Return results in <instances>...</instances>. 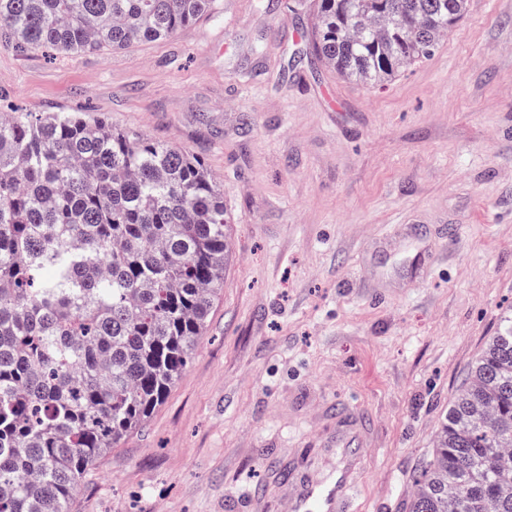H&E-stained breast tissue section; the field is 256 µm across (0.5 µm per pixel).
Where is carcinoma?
Segmentation results:
<instances>
[{"instance_id": "obj_1", "label": "carcinoma", "mask_w": 512, "mask_h": 512, "mask_svg": "<svg viewBox=\"0 0 512 512\" xmlns=\"http://www.w3.org/2000/svg\"><path fill=\"white\" fill-rule=\"evenodd\" d=\"M467 0H318L313 50L378 84ZM216 0H0V46L77 55L169 37ZM230 251L196 157L78 112L0 113V512H68L86 470L163 402ZM411 512H512V319L448 407Z\"/></svg>"}]
</instances>
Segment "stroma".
<instances>
[{
    "mask_svg": "<svg viewBox=\"0 0 512 512\" xmlns=\"http://www.w3.org/2000/svg\"><path fill=\"white\" fill-rule=\"evenodd\" d=\"M315 13L219 0L121 51L0 48V111L81 112L183 149L230 218L204 335L71 512H283L278 469L318 463L349 414L374 428L359 512H409L450 401L512 316V0H468L381 85L315 57Z\"/></svg>",
    "mask_w": 512,
    "mask_h": 512,
    "instance_id": "35a3bbf8",
    "label": "stroma"
}]
</instances>
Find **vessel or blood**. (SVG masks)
<instances>
[{
  "instance_id": "obj_1",
  "label": "vessel or blood",
  "mask_w": 512,
  "mask_h": 512,
  "mask_svg": "<svg viewBox=\"0 0 512 512\" xmlns=\"http://www.w3.org/2000/svg\"><path fill=\"white\" fill-rule=\"evenodd\" d=\"M373 445L365 420L349 417L337 421L332 463L311 477L288 484L286 512H355L352 492Z\"/></svg>"
}]
</instances>
